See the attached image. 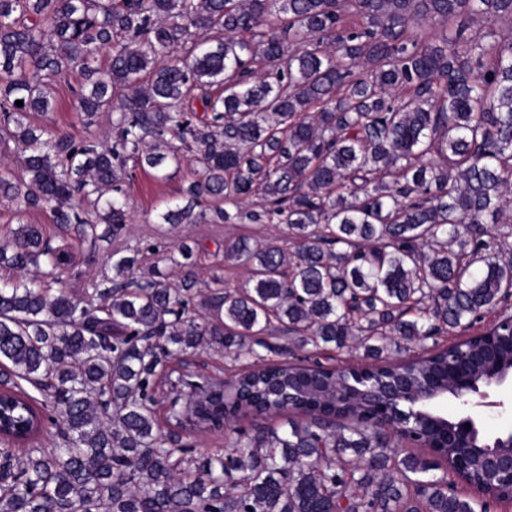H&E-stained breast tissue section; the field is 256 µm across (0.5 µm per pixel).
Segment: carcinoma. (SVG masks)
I'll return each mask as SVG.
<instances>
[{
    "label": "carcinoma",
    "instance_id": "carcinoma-1",
    "mask_svg": "<svg viewBox=\"0 0 512 512\" xmlns=\"http://www.w3.org/2000/svg\"><path fill=\"white\" fill-rule=\"evenodd\" d=\"M492 21L512 0H0V145L23 153L0 161V199L49 213L59 240L20 221L0 243V512H490L501 475L456 469L440 405L458 371L512 375V260L490 250L512 236V40L464 36ZM73 70L85 125L116 114L112 143L43 122ZM186 159L159 219L248 223L224 244L244 285L140 277L119 249L112 276L67 290L70 239L118 237L133 171ZM268 224L291 251L257 239ZM489 314L418 357L375 345ZM354 344L356 368L296 356L284 381L257 352ZM201 347L239 366L223 393L182 380L179 426L234 433L196 456L166 446L154 406L166 360ZM251 417L279 422L238 427Z\"/></svg>",
    "mask_w": 512,
    "mask_h": 512
}]
</instances>
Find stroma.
Masks as SVG:
<instances>
[{
	"instance_id": "obj_1",
	"label": "stroma",
	"mask_w": 512,
	"mask_h": 512,
	"mask_svg": "<svg viewBox=\"0 0 512 512\" xmlns=\"http://www.w3.org/2000/svg\"><path fill=\"white\" fill-rule=\"evenodd\" d=\"M81 80L80 73H72L58 89V109L49 113V123L59 132L72 136H82L87 129L81 123L76 110L73 94ZM195 166L186 162L182 166H168L160 176L143 172L137 173L128 186L133 201L131 219L126 234L116 244L98 242H74L73 254L75 266L66 277L74 293H82L102 275L112 272L110 255L113 248H143L139 275L149 276L157 260L156 255L146 252V245L156 243L165 246L168 251H176L183 238H191L202 244L203 249L194 253L187 266H177L172 270L173 279H181L184 274L194 275L198 281H220L221 285L235 288L246 279L244 268L228 266L224 263V244L234 240L242 233L238 224H180L172 226L158 221V215L168 203L179 201V191L185 181L192 177Z\"/></svg>"
}]
</instances>
